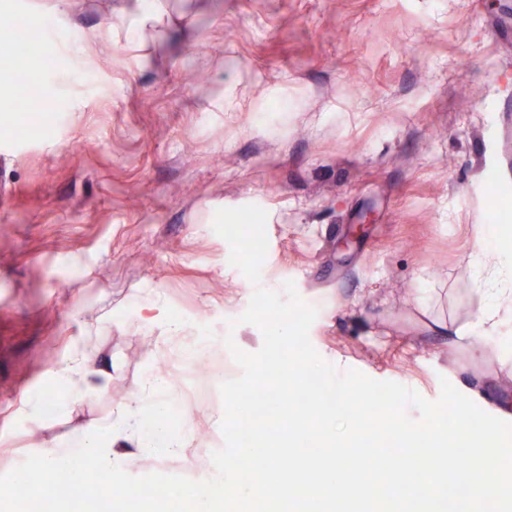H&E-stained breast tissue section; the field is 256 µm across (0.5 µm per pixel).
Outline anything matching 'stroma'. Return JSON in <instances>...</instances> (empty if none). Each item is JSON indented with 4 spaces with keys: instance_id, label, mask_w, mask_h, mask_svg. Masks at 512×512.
<instances>
[{
    "instance_id": "obj_1",
    "label": "stroma",
    "mask_w": 512,
    "mask_h": 512,
    "mask_svg": "<svg viewBox=\"0 0 512 512\" xmlns=\"http://www.w3.org/2000/svg\"><path fill=\"white\" fill-rule=\"evenodd\" d=\"M131 9L0 0L17 21L0 41L52 20L29 66L48 116L37 133L0 55V112L13 115L0 126V475L41 444L81 447L152 378L197 376L162 342L168 318L210 336L200 360L238 377L231 347L263 344L239 321L255 286L289 281L338 372L430 401L446 380L502 415L512 336L433 335L414 301L453 331L469 325L475 239L491 253L512 239V0H157L137 36ZM192 69L206 83L186 82ZM245 205L267 213L256 285L225 276L230 247L213 230L217 210ZM368 209L373 224L350 240ZM78 355L109 375L105 389L61 385ZM40 398L53 415L34 412ZM186 408L197 431L182 453L137 452L128 474L212 470L223 404Z\"/></svg>"
}]
</instances>
